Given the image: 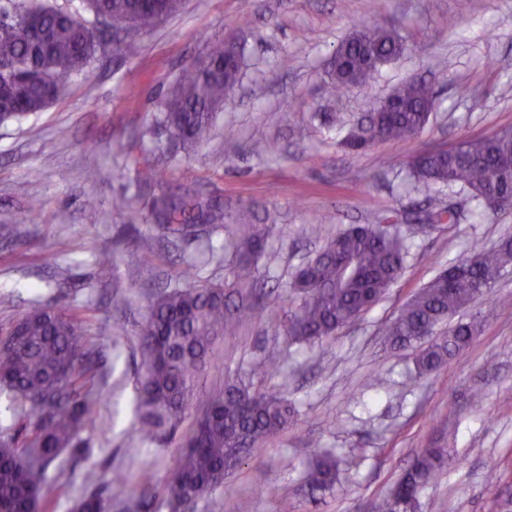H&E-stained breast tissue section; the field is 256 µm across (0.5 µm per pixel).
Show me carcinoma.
<instances>
[{"label": "carcinoma", "instance_id": "1", "mask_svg": "<svg viewBox=\"0 0 512 512\" xmlns=\"http://www.w3.org/2000/svg\"><path fill=\"white\" fill-rule=\"evenodd\" d=\"M95 18H107L138 41L159 22V12L178 11L180 0H164L161 11L139 0H85ZM17 9L32 14L46 34L31 45L23 34L0 32V120H18L40 112L64 96L67 79L86 71L99 46V32L80 17L28 0ZM407 45L394 31L366 28L342 41L330 62L326 93L337 96L367 84L379 66L402 57ZM206 56L220 64L224 57L241 67L243 50L231 42H213ZM238 75L228 78L193 63L172 84L163 102L160 122L185 145L207 142L215 112L236 94ZM395 97L398 112L377 113L384 139L416 138L435 106L432 88L422 81L407 82ZM369 129L345 140L354 149L374 143ZM461 156L444 149L421 150L407 164L413 190L431 195L437 185L457 186L484 210L490 202L512 203V137L496 135L464 140ZM154 219L165 233L182 238L198 227H224V207L199 195L183 194L153 202L141 219ZM240 262L231 283H198L150 296L140 324V354L144 373L138 381L140 416L134 434L159 440L164 430L175 431L184 420L196 380L206 369L215 342L235 335L255 310L254 279L265 254L267 237L254 224L233 225ZM409 237L401 228L351 224L325 238L314 257L293 273L285 301L297 295L286 327L293 343L318 346L353 324L375 305L399 279L409 254ZM97 277H115L113 251L96 258ZM512 266V237L441 270L418 289L389 321L386 343L406 348L428 339L440 323L472 302L487 297ZM483 320L474 316L435 340L418 356L422 372H431L480 335ZM99 373L97 350L85 338L83 320L75 313L39 304L18 315L0 340V396L13 411V423L0 430V512H50L48 466L81 442L91 418L89 397ZM198 409L181 435L172 459L167 485L169 512H186L199 500L224 488L225 477L245 456L288 429L295 408L277 391H259L239 379L204 392ZM458 459L447 448L421 449L392 492L377 505L378 512H415L418 496ZM339 461L325 453L309 468L307 482L325 488L336 481ZM107 484L74 502L71 512H108Z\"/></svg>", "mask_w": 512, "mask_h": 512}]
</instances>
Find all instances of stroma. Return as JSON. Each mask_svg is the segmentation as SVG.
Wrapping results in <instances>:
<instances>
[{
  "instance_id": "35a3bbf8",
  "label": "stroma",
  "mask_w": 512,
  "mask_h": 512,
  "mask_svg": "<svg viewBox=\"0 0 512 512\" xmlns=\"http://www.w3.org/2000/svg\"><path fill=\"white\" fill-rule=\"evenodd\" d=\"M366 25L394 29L413 53L381 66L369 87L325 95L336 47ZM217 38L245 44L237 95L215 119V137L184 150L155 123L169 83ZM278 69L276 83L266 73ZM430 84L436 106L424 131L406 142H377L351 151L342 139L401 83ZM512 128V0H185L181 11L140 41L104 40L89 75L69 79V92L20 121L0 123V333L17 314L56 301L85 322L101 352V378L86 447L50 467L51 512L122 473L110 512H128L140 484L168 512L165 486L175 446L133 437L136 383L142 372L138 325L154 285L183 287L232 278L236 258L224 230L161 239L150 254L126 245L116 254V282L96 275L100 249L127 224L153 235L144 202L172 192L200 193L224 204L226 223L245 215L268 226L260 262L265 295L253 320L219 345L203 387L223 382L255 360L275 363L263 389L281 391L297 414L288 431L251 453L200 500L195 512H374L415 454L431 442L460 459L420 493L417 512H512V268L490 299L440 324L447 331L471 316L485 319L469 347L437 371L417 376L421 345L391 348L383 324L440 269L512 236V210L474 219V201L441 189L464 218L415 232L403 273L388 293L334 339L309 349L265 333L267 319H286L283 289L320 247L317 225L374 224L388 215L421 224L423 196L406 191L407 161L428 148L447 149ZM153 168L154 187L137 184ZM98 223H86L87 197ZM133 206L118 210L115 199ZM39 202L37 217L30 203ZM110 429L100 445L98 426ZM331 449L348 464L332 487L305 482L315 452ZM494 481H487V474Z\"/></svg>"
}]
</instances>
